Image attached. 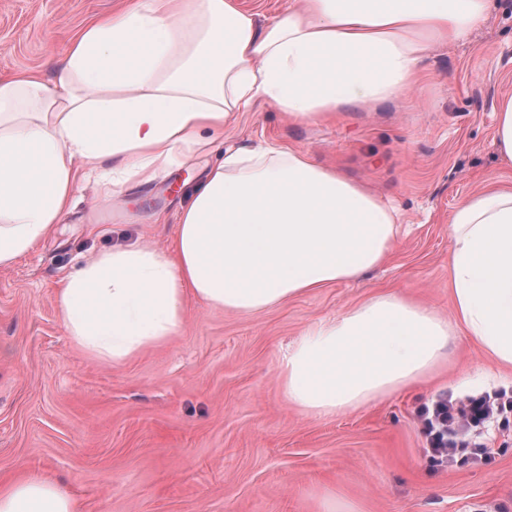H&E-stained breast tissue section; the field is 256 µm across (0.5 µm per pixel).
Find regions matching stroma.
Returning a JSON list of instances; mask_svg holds the SVG:
<instances>
[{
	"instance_id": "obj_1",
	"label": "stroma",
	"mask_w": 512,
	"mask_h": 512,
	"mask_svg": "<svg viewBox=\"0 0 512 512\" xmlns=\"http://www.w3.org/2000/svg\"><path fill=\"white\" fill-rule=\"evenodd\" d=\"M123 0H0V78L45 71ZM512 93V0H491L467 39L437 45L408 97L350 110L334 124H294L261 103L224 129L225 148L301 149L362 183L401 217L387 260L255 314L187 309L165 346L114 366L70 341L55 305L62 280L97 252L174 243L183 183L223 150L123 185L94 203L78 181L62 224L0 268V475L57 483L79 512H512V421L480 432L487 461L431 466L419 417L438 396L512 388L465 334L434 377L360 408L307 417L283 397L278 365L316 322L395 290L448 315V217L492 179L512 180L495 143Z\"/></svg>"
}]
</instances>
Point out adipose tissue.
<instances>
[{"instance_id":"obj_1","label":"adipose tissue","mask_w":512,"mask_h":512,"mask_svg":"<svg viewBox=\"0 0 512 512\" xmlns=\"http://www.w3.org/2000/svg\"><path fill=\"white\" fill-rule=\"evenodd\" d=\"M489 0H290L259 23L239 0H125L59 54L51 75L0 80V267L71 213L78 178L102 200L177 158L223 150L188 193L173 251L135 243L86 259L56 293L73 345L118 366L185 327L188 300L252 314L380 266L398 216L307 152L224 147L233 113L263 100L296 123L403 98L433 45L465 39ZM450 318L373 296L310 325L278 367L307 415L364 406L436 371L457 330L512 369V183L448 218ZM0 512H77L54 482L0 479Z\"/></svg>"}]
</instances>
